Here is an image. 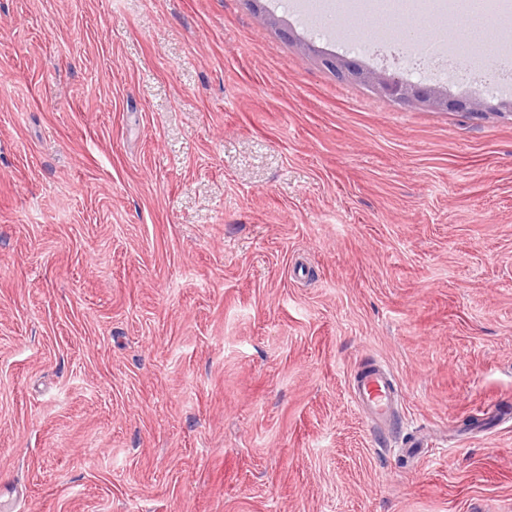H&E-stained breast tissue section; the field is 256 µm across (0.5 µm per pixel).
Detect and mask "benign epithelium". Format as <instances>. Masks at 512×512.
Instances as JSON below:
<instances>
[{"mask_svg": "<svg viewBox=\"0 0 512 512\" xmlns=\"http://www.w3.org/2000/svg\"><path fill=\"white\" fill-rule=\"evenodd\" d=\"M331 67L339 77L363 82L380 95L412 108L466 112L473 116H482L490 110L512 112V99L501 100L496 104L483 99L454 101L448 99V91L439 86L418 84L394 72L366 68L343 57L334 59Z\"/></svg>", "mask_w": 512, "mask_h": 512, "instance_id": "obj_1", "label": "benign epithelium"}]
</instances>
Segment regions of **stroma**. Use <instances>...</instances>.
<instances>
[{
  "instance_id": "obj_1",
  "label": "stroma",
  "mask_w": 512,
  "mask_h": 512,
  "mask_svg": "<svg viewBox=\"0 0 512 512\" xmlns=\"http://www.w3.org/2000/svg\"><path fill=\"white\" fill-rule=\"evenodd\" d=\"M312 25L0 0L12 512H512V115L338 80ZM350 389L367 418L378 429L393 421L397 388L390 372L370 366L351 378Z\"/></svg>"
}]
</instances>
